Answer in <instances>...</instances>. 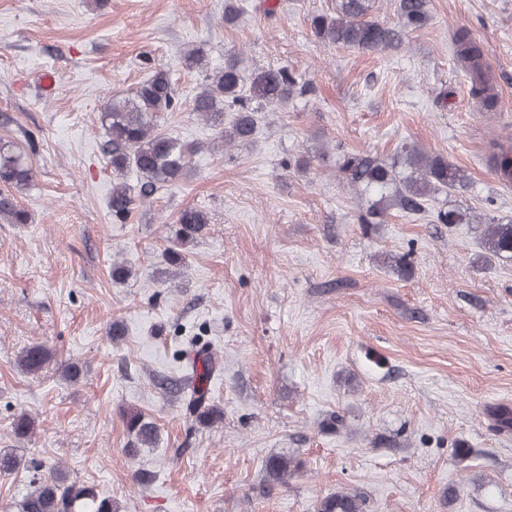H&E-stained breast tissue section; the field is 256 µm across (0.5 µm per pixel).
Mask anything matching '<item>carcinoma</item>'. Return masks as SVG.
I'll list each match as a JSON object with an SVG mask.
<instances>
[{
    "label": "carcinoma",
    "mask_w": 512,
    "mask_h": 512,
    "mask_svg": "<svg viewBox=\"0 0 512 512\" xmlns=\"http://www.w3.org/2000/svg\"><path fill=\"white\" fill-rule=\"evenodd\" d=\"M373 0H336L332 15H316L311 29L316 38L346 48L365 52H383L401 46L406 34L425 27L430 20L428 0H398L399 25L389 27L371 17ZM453 50L470 75L471 94L492 108L489 78L479 43L468 30L460 28L452 38ZM147 78L133 91L113 95L100 111L104 130L102 150L112 165V193L109 205L112 220L124 224L135 208L132 188L121 179L128 171L138 172L143 183L140 194L152 195L158 189L177 183L189 171L195 148L180 138L158 131V120L164 112H174L182 103L167 72L154 66L147 52L141 56ZM205 84L192 100V111L219 129L224 142H248L253 139L258 113L280 112L296 98L314 93L309 82H302L288 67L263 69L246 74L240 53H231L224 66L205 73ZM231 113L229 121L224 114ZM489 164L507 184L512 182V143L493 140ZM36 151L34 138L25 135V143L0 138V220L8 224L28 223V212L19 204L16 192L34 182L36 171L31 155ZM336 171L352 188L375 196V200L359 217L368 230L383 219L386 210L395 205L411 213L424 209V202L442 192L457 188L465 181L463 172L443 156L427 155L413 146L403 147L397 159L387 164L367 153L346 152L336 157ZM208 226L205 213L195 207L183 209L173 224L165 257L170 264L185 263L181 247L204 236ZM483 247L497 257L512 258V221L486 224ZM201 363L192 364L194 385L184 399L186 411L204 421L222 418L223 412L211 404L209 382L214 371L211 354L201 350ZM50 353L41 344L25 348L20 366L29 374L41 371ZM497 431H512V410L498 407L492 411ZM130 437L127 452L146 448L158 436L156 423L145 414L130 410L124 414ZM305 467L300 457L275 452L264 463L263 482L284 483ZM33 489L17 504V512H116L109 498H102L94 487L66 482L60 469L32 479ZM364 497L338 489L319 497L314 512H364Z\"/></svg>",
    "instance_id": "obj_1"
}]
</instances>
